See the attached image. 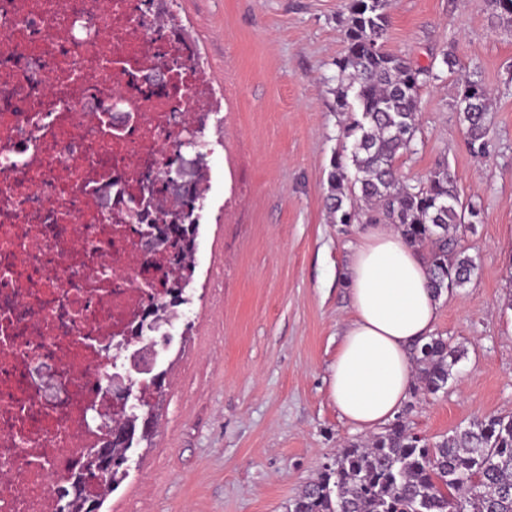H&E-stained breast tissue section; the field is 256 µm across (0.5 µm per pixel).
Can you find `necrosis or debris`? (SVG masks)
<instances>
[{
  "label": "necrosis or debris",
  "instance_id": "1",
  "mask_svg": "<svg viewBox=\"0 0 512 512\" xmlns=\"http://www.w3.org/2000/svg\"><path fill=\"white\" fill-rule=\"evenodd\" d=\"M171 3L0 0V512H58L126 369L105 343L165 300L139 230L213 112Z\"/></svg>",
  "mask_w": 512,
  "mask_h": 512
}]
</instances>
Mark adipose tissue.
<instances>
[{
    "label": "adipose tissue",
    "mask_w": 512,
    "mask_h": 512,
    "mask_svg": "<svg viewBox=\"0 0 512 512\" xmlns=\"http://www.w3.org/2000/svg\"><path fill=\"white\" fill-rule=\"evenodd\" d=\"M344 282L352 313L331 365L330 392L343 418L371 431L404 406L413 382L411 348L432 336L440 301L421 256L388 224L361 234Z\"/></svg>",
    "instance_id": "1"
}]
</instances>
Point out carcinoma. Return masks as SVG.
Listing matches in <instances>:
<instances>
[{
  "label": "carcinoma",
  "instance_id": "carcinoma-1",
  "mask_svg": "<svg viewBox=\"0 0 512 512\" xmlns=\"http://www.w3.org/2000/svg\"><path fill=\"white\" fill-rule=\"evenodd\" d=\"M389 0H346L342 23L346 47L336 59L337 140L341 151L328 174V209L338 224H392L406 242L422 253L430 288L436 296L464 287L476 269L473 257L458 249V231L480 222V209L461 199L457 177L438 161L424 179H400L397 160L412 150L418 131L420 90L440 74L456 73L460 62L442 53V68L418 67L384 48ZM490 94L480 80L467 78L455 101L463 116L470 152L488 153L493 129L487 122ZM202 177L180 196L191 212L202 197ZM173 241L171 277L164 308L186 303L193 278L196 225H167ZM460 357L441 336L415 348V396L435 395L448 385ZM154 398L118 409L113 420L108 475L100 494L86 491V480L99 474L79 460L71 474L65 512H95L108 493L129 476L131 453L155 429L154 406L165 390V372L144 378ZM290 512H512V416L474 418L454 434L432 442L398 419L364 443L351 442L321 478L306 485Z\"/></svg>",
  "mask_w": 512,
  "mask_h": 512
}]
</instances>
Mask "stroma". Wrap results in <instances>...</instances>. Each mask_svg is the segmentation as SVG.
I'll return each instance as SVG.
<instances>
[{
    "label": "stroma",
    "mask_w": 512,
    "mask_h": 512,
    "mask_svg": "<svg viewBox=\"0 0 512 512\" xmlns=\"http://www.w3.org/2000/svg\"><path fill=\"white\" fill-rule=\"evenodd\" d=\"M344 0H175L219 106L206 132L214 189L203 204L184 320L147 447L101 512H288L347 442L330 367L350 316L342 283L362 225L334 223L335 61ZM387 51L428 66L449 49L490 91L494 132L474 157L454 102L459 75L420 92L414 182L448 160L481 208L458 233L477 269L441 299L436 335L460 352L447 391L408 399L415 433L442 440L474 417L512 415V31L491 0H390Z\"/></svg>",
    "instance_id": "35a3bbf8"
}]
</instances>
